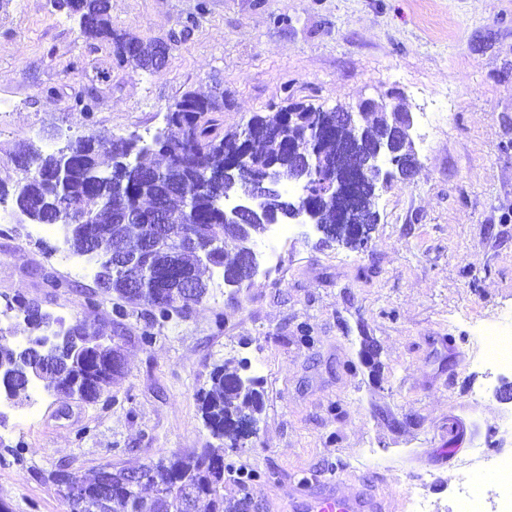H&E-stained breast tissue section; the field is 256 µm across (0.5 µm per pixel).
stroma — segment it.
<instances>
[{
    "label": "stroma",
    "mask_w": 512,
    "mask_h": 512,
    "mask_svg": "<svg viewBox=\"0 0 512 512\" xmlns=\"http://www.w3.org/2000/svg\"><path fill=\"white\" fill-rule=\"evenodd\" d=\"M112 25L173 39L166 66L120 67L56 0L0 7V160L23 137L50 147L89 130L151 138L185 92L224 91L225 128L302 103H403L419 171L380 190L367 251L323 246L298 224L276 267L231 294L216 269L199 303L140 341L146 309L83 308L95 290L53 230L0 218V308L24 298L113 337L122 377L97 402L43 395L0 422V505L69 512L60 468L132 467L211 444L198 396L215 366L259 378L256 437L232 455L254 480H228L250 512H277L302 481L346 490L369 477L396 512L423 485L429 512H454L460 479L486 502L499 486L475 446L512 455V372H487L484 326L512 307V0H110ZM92 92L85 117L74 94ZM224 314L223 328L214 317ZM375 348L362 355V339ZM461 347L449 357L443 346Z\"/></svg>",
    "instance_id": "1"
}]
</instances>
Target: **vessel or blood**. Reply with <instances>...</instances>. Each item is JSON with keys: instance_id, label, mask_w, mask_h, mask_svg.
<instances>
[{"instance_id": "b4317fda", "label": "vessel or blood", "mask_w": 512, "mask_h": 512, "mask_svg": "<svg viewBox=\"0 0 512 512\" xmlns=\"http://www.w3.org/2000/svg\"><path fill=\"white\" fill-rule=\"evenodd\" d=\"M338 480L327 477L316 484L302 483L288 498L290 512H390L391 505L379 497L367 483L337 490Z\"/></svg>"}]
</instances>
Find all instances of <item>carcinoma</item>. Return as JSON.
<instances>
[{"instance_id":"cac0c4a2","label":"carcinoma","mask_w":512,"mask_h":512,"mask_svg":"<svg viewBox=\"0 0 512 512\" xmlns=\"http://www.w3.org/2000/svg\"><path fill=\"white\" fill-rule=\"evenodd\" d=\"M77 2L79 27L86 38L111 48L120 46L133 58V67L154 71L152 42L113 28L108 0ZM386 110L385 104L364 107L362 124L340 133L335 112L327 110L320 140L331 154L361 132L365 142L372 143L390 128ZM315 111L296 105L256 114L252 139L246 141L241 131L224 128L220 120L224 95L188 91L167 113L166 127L153 135L158 140L153 148L142 137L92 130L69 140L63 156L25 139L10 157L28 159L33 167L24 182L12 186L11 201L31 223L63 226L72 253L94 262L97 288L103 295H116L114 322L126 317L128 304L148 307L141 341L150 346L156 340L155 326L208 293L201 268H222L224 284L236 293L253 283L246 259L267 224L224 223L223 207L206 188L208 175L227 160L246 157L258 170L277 162L281 180L294 182L298 172L290 146L307 144L309 115ZM104 155L112 160V179L103 182L96 175ZM129 156L138 159L136 167L126 166ZM159 206L169 214L170 230L180 239L172 253L147 248L155 232L149 214ZM312 209L327 227L324 242L336 241V204L319 197L312 200ZM357 218L350 228L368 231L377 223L366 200L357 209ZM180 277L192 280V293L179 287ZM16 308L33 336H46L63 325L34 301L18 299ZM74 331L85 342L99 336L95 324L85 318L76 319ZM0 366V389L8 401L28 396L31 385L41 382L52 395L95 403L123 374L124 358L118 348L99 354L89 348L76 350L70 340L26 348L0 337ZM255 384V378L243 379L222 366L211 371L210 386L199 401L207 428L222 442L219 448L176 452L137 468L106 465L90 477L59 469L50 478L59 487L80 484L86 491L84 498L70 503V512H248L247 498L224 500V474L239 473L228 456L244 445L240 425L258 421L263 412L264 394Z\"/></svg>"}]
</instances>
